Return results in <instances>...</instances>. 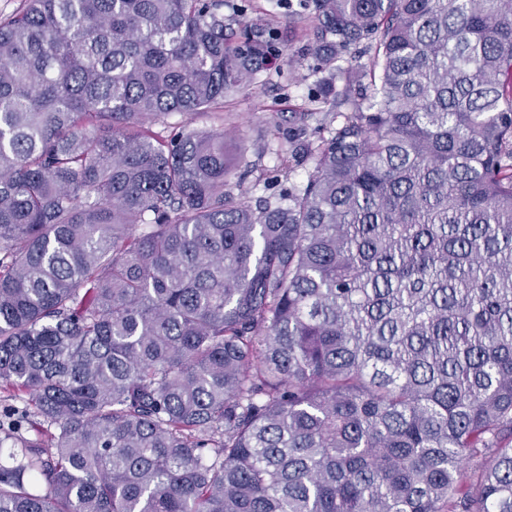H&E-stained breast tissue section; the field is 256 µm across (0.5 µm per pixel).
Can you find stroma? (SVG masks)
I'll list each match as a JSON object with an SVG mask.
<instances>
[{
    "instance_id": "obj_1",
    "label": "stroma",
    "mask_w": 512,
    "mask_h": 512,
    "mask_svg": "<svg viewBox=\"0 0 512 512\" xmlns=\"http://www.w3.org/2000/svg\"><path fill=\"white\" fill-rule=\"evenodd\" d=\"M224 31L236 40L243 28L273 34L262 70L224 101V131L232 176H244L249 197L276 198L303 187L311 160L296 163L285 179L275 176L288 147L290 118L297 112H339L350 87L344 75L322 67L312 46L313 14L306 0H224Z\"/></svg>"
}]
</instances>
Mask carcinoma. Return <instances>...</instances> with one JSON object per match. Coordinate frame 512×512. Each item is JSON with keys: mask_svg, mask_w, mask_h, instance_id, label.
Wrapping results in <instances>:
<instances>
[{"mask_svg": "<svg viewBox=\"0 0 512 512\" xmlns=\"http://www.w3.org/2000/svg\"><path fill=\"white\" fill-rule=\"evenodd\" d=\"M314 2L273 202L151 130L260 71L224 0L0 24V512H512V0Z\"/></svg>", "mask_w": 512, "mask_h": 512, "instance_id": "1", "label": "carcinoma"}]
</instances>
